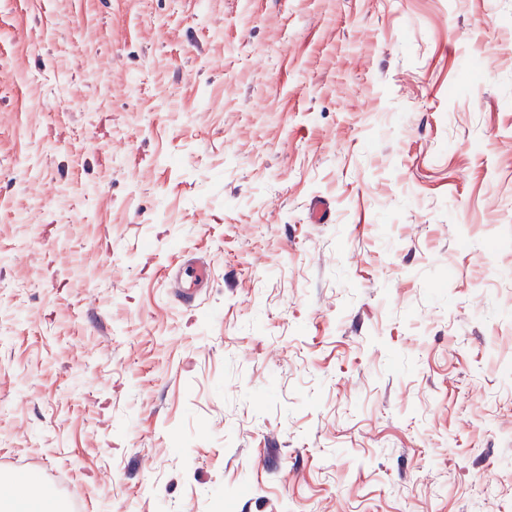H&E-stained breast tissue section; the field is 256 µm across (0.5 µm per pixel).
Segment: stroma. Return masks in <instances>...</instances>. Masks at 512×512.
I'll list each match as a JSON object with an SVG mask.
<instances>
[{"mask_svg": "<svg viewBox=\"0 0 512 512\" xmlns=\"http://www.w3.org/2000/svg\"><path fill=\"white\" fill-rule=\"evenodd\" d=\"M11 473L512 512V0H0ZM186 279L180 281V295L184 304L193 305L199 298L200 288L211 280V266L205 261L190 260L186 269Z\"/></svg>", "mask_w": 512, "mask_h": 512, "instance_id": "stroma-1", "label": "stroma"}]
</instances>
